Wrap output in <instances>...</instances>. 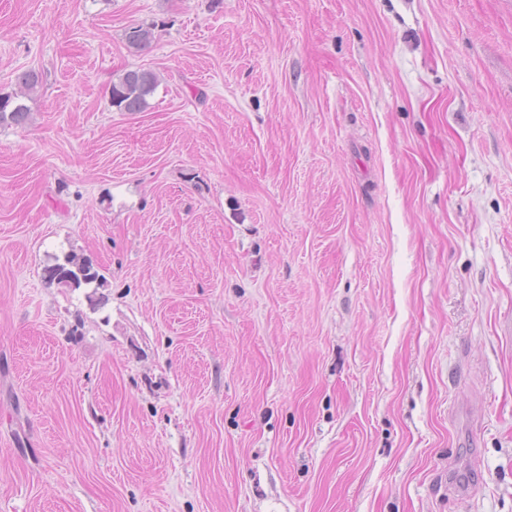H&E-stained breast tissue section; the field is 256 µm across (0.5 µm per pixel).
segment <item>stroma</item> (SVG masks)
<instances>
[{
	"instance_id": "obj_1",
	"label": "stroma",
	"mask_w": 512,
	"mask_h": 512,
	"mask_svg": "<svg viewBox=\"0 0 512 512\" xmlns=\"http://www.w3.org/2000/svg\"><path fill=\"white\" fill-rule=\"evenodd\" d=\"M28 69L0 512H512V0H0ZM158 84L157 74L148 69H128L109 84L110 103L121 112H141ZM55 263L44 269V278L50 284H57L66 288H81L96 282L100 276L92 271L89 260L80 257L73 251L64 252L55 256Z\"/></svg>"
}]
</instances>
